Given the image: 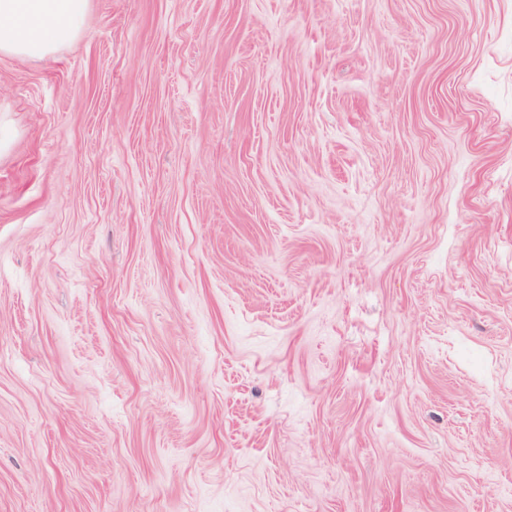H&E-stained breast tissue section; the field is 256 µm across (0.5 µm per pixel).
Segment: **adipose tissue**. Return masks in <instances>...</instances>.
<instances>
[{
    "instance_id": "obj_1",
    "label": "adipose tissue",
    "mask_w": 512,
    "mask_h": 512,
    "mask_svg": "<svg viewBox=\"0 0 512 512\" xmlns=\"http://www.w3.org/2000/svg\"><path fill=\"white\" fill-rule=\"evenodd\" d=\"M89 0H0V54L47 58L82 32Z\"/></svg>"
}]
</instances>
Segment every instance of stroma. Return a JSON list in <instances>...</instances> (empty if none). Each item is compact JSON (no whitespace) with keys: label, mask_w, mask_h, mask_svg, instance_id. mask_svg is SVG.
<instances>
[{"label":"stroma","mask_w":512,"mask_h":512,"mask_svg":"<svg viewBox=\"0 0 512 512\" xmlns=\"http://www.w3.org/2000/svg\"><path fill=\"white\" fill-rule=\"evenodd\" d=\"M0 512H512V0L0 54Z\"/></svg>","instance_id":"1"}]
</instances>
